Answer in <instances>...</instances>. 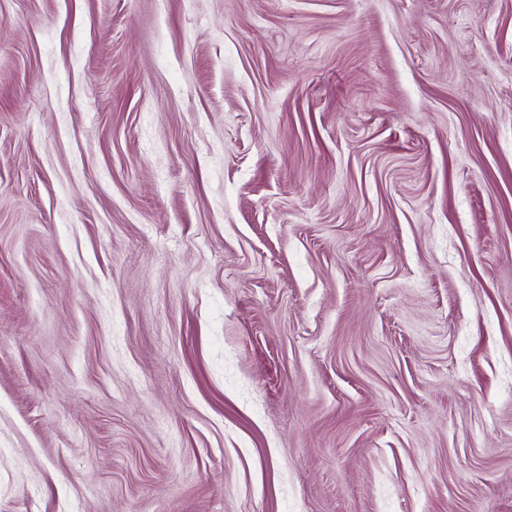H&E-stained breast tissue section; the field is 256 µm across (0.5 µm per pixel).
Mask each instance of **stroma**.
Returning <instances> with one entry per match:
<instances>
[{
    "instance_id": "35a3bbf8",
    "label": "stroma",
    "mask_w": 512,
    "mask_h": 512,
    "mask_svg": "<svg viewBox=\"0 0 512 512\" xmlns=\"http://www.w3.org/2000/svg\"><path fill=\"white\" fill-rule=\"evenodd\" d=\"M0 512H512V0H0Z\"/></svg>"
}]
</instances>
